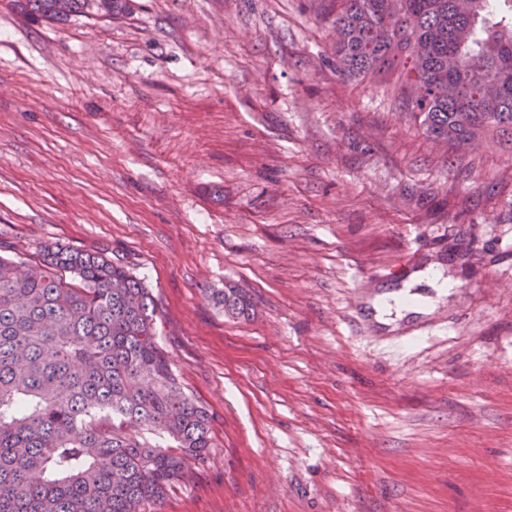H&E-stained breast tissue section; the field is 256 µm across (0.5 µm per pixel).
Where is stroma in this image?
I'll use <instances>...</instances> for the list:
<instances>
[{
    "instance_id": "obj_1",
    "label": "stroma",
    "mask_w": 512,
    "mask_h": 512,
    "mask_svg": "<svg viewBox=\"0 0 512 512\" xmlns=\"http://www.w3.org/2000/svg\"><path fill=\"white\" fill-rule=\"evenodd\" d=\"M334 8L0 5V254L145 278L215 443L160 512H512V152L454 156L390 76L340 77ZM7 6L20 13L49 22L64 23L72 17L112 20L133 13L132 0H8ZM212 299L224 314L239 318L249 317L252 304L247 292L243 288L230 287L213 293Z\"/></svg>"
}]
</instances>
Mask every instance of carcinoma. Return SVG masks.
Instances as JSON below:
<instances>
[{
	"instance_id": "cac0c4a2",
	"label": "carcinoma",
	"mask_w": 512,
	"mask_h": 512,
	"mask_svg": "<svg viewBox=\"0 0 512 512\" xmlns=\"http://www.w3.org/2000/svg\"><path fill=\"white\" fill-rule=\"evenodd\" d=\"M49 22L110 20L132 0H7ZM336 72L402 67L392 94L453 153L512 150V0H336ZM0 512H149L214 447L208 411L156 337L145 283L57 243L0 256ZM250 316L242 288L213 293Z\"/></svg>"
}]
</instances>
